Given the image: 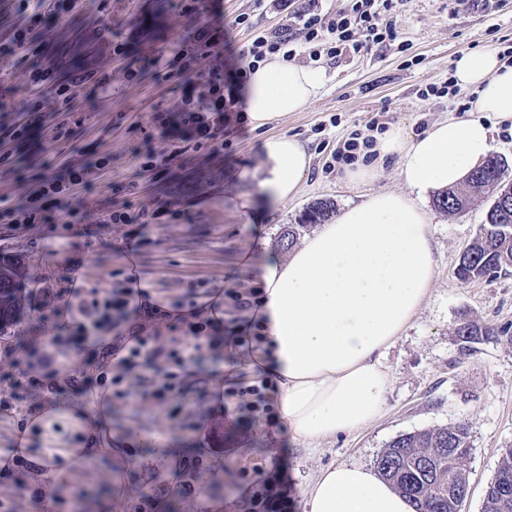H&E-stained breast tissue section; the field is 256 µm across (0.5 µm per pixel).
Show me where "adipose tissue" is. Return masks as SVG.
<instances>
[{"label": "adipose tissue", "mask_w": 512, "mask_h": 512, "mask_svg": "<svg viewBox=\"0 0 512 512\" xmlns=\"http://www.w3.org/2000/svg\"><path fill=\"white\" fill-rule=\"evenodd\" d=\"M458 85L476 92L473 113L433 123L421 135L390 128L372 160L357 159L344 179L374 181L395 159L402 190L346 205L288 254L264 248L257 264L263 290L254 318V361L273 380L293 440L308 445L350 433L382 411L391 384L386 350L416 319L438 267L432 219L422 205L433 190L456 187L493 149L492 124L512 126V64L492 49L454 62ZM324 85L321 69L275 56L249 71L239 100L253 128L301 111ZM258 166L243 179L276 208L297 197L312 157L293 136L266 138ZM111 412L78 404L46 405L27 432L32 450L19 472L0 471V502L39 488L27 512H59L81 495L86 467L112 459ZM305 512H415L371 467L339 464L319 471Z\"/></svg>", "instance_id": "obj_1"}]
</instances>
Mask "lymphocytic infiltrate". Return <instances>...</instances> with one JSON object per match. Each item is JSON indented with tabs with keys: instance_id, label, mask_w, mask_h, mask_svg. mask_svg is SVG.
Wrapping results in <instances>:
<instances>
[{
	"instance_id": "obj_1",
	"label": "lymphocytic infiltrate",
	"mask_w": 512,
	"mask_h": 512,
	"mask_svg": "<svg viewBox=\"0 0 512 512\" xmlns=\"http://www.w3.org/2000/svg\"><path fill=\"white\" fill-rule=\"evenodd\" d=\"M402 0H346L343 7L329 17L320 16L313 5L295 12L298 29H285L251 42L246 54L252 63H260L273 54L296 56L298 50L308 51L310 57L360 55L373 46L396 37L397 20L394 8ZM82 0H39L35 11L19 4L18 18L6 29L0 30V63L9 60H28L51 53L53 44L48 34L67 16L80 10ZM224 30L203 26L172 56L151 59L153 68L177 78L181 91L182 140L195 145H208L224 135V114L235 105L234 99L224 95V73L220 68L199 69L201 60L222 54ZM26 95L12 113L0 114V223L16 228L69 214L78 190L101 179L112 167V154L99 153L96 160L72 154L62 163V172L46 176L29 187L20 202H13L14 185L8 176L16 162V148L32 133L54 143L72 138L74 115L79 110L81 88L75 81L55 75L53 70L38 66L19 75ZM169 204L160 203L154 209L109 208L101 213L100 223L115 225L125 239L132 264L121 280L115 281L102 295L85 300L76 283L79 266H70L65 272L71 298L77 299L79 320L73 321L66 333L53 336L42 348H34L32 360L21 365L9 358L0 361L6 367L7 387L0 394V414L17 410L19 402L29 396L49 393L83 394L98 388L111 389L113 400L138 404L141 408L163 409L170 419L181 414V400L191 392L201 391L205 379L193 367L205 355L223 352L217 343L216 315L222 312L225 301H232L242 309L256 307L262 296L260 288L246 293L225 291L215 299L212 313H185L167 316L155 312L142 317L130 332L126 355L117 363L108 358L97 360V375L81 377L70 372L66 359L69 352L88 341L91 332L107 334L130 314L139 311L137 284L140 272L137 259L150 245L148 237L136 231L143 218L154 219L170 214ZM182 324L194 340L186 346L179 342H164L157 336L156 327L170 322Z\"/></svg>"
}]
</instances>
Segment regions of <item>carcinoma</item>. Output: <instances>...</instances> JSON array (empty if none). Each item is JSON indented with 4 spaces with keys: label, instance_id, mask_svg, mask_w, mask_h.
<instances>
[{
    "label": "carcinoma",
    "instance_id": "1",
    "mask_svg": "<svg viewBox=\"0 0 512 512\" xmlns=\"http://www.w3.org/2000/svg\"><path fill=\"white\" fill-rule=\"evenodd\" d=\"M512 200V183L505 182L501 161L491 155L466 180V190L448 189L436 199L437 208L450 214L468 208L476 198L491 205L479 233L461 253L455 277L462 285L507 276L512 273V205L503 208L498 196ZM334 215L333 205L318 202L304 218L306 224H321ZM23 275L19 263L0 257V330L13 324L21 306L18 281ZM461 351L502 338L512 343V326L481 324L470 318L455 330ZM471 444L468 426L462 422L398 436L377 459L376 469L400 494L408 498L415 512H458L468 493L467 459ZM512 486V448L505 449L497 474L483 502V512H512V497L503 496L504 485Z\"/></svg>",
    "mask_w": 512,
    "mask_h": 512
}]
</instances>
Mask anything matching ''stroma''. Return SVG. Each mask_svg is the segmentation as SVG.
I'll use <instances>...</instances> for the list:
<instances>
[{
	"label": "stroma",
	"mask_w": 512,
	"mask_h": 512,
	"mask_svg": "<svg viewBox=\"0 0 512 512\" xmlns=\"http://www.w3.org/2000/svg\"><path fill=\"white\" fill-rule=\"evenodd\" d=\"M180 0H109L98 12V0H86L81 13L59 28L51 56L40 59L43 67L80 79L85 94L84 133L68 144L55 146L33 137L17 150L18 160L10 180L24 188L37 177L59 173L64 156L78 152L85 157L108 151L112 167L79 192L81 209L97 210L98 201H151L171 203L174 217H162L146 226L151 246L140 258L147 287L166 293L169 302L184 300L190 286L205 289L256 287V271L247 255L257 229H265L269 243L280 248L288 225H300L301 236L315 227L303 222L305 211L318 201L335 207L361 202L365 195L402 184L397 165L387 161L379 179L366 186H352L343 179V168L327 164L342 140L352 132L372 135L374 128L398 127L407 136L421 134L432 122L457 111L460 98L472 97L469 89L459 98L424 96L452 75L453 62L461 54L485 49H512V0H500L491 14L469 10L453 0H407L401 6L397 37L385 46L373 47L361 56L335 60L321 57L317 65L326 77L320 93L302 111L252 130L235 113L224 115V143L195 147L177 143L163 177L145 175L133 192H126L130 174L145 160L147 136L154 132V111H162L169 131L181 121L180 93L173 82L148 70L144 79L131 83L122 73L124 63L146 67L149 59L170 54L186 42L195 28L182 14ZM302 0H216L217 19L226 26L224 73L238 83L249 68L243 49L260 36L283 30ZM108 15L109 31H102L100 15ZM248 17L245 26H234L237 17ZM125 45L127 56H112L113 44ZM112 78V90L101 96L88 70ZM288 134L297 137L312 156V165L296 199L255 224L240 207V196L249 184L239 179L245 169L258 164L263 140ZM438 250V268L431 296L417 319L387 351L384 363L393 378L384 410L368 426L308 446L291 442L283 421L266 425L261 420L213 410L206 398L189 394L179 421L164 413L137 411L131 404L112 407V436L127 439L128 417H136L146 435L167 437L179 457L204 456L205 470L193 480L194 491H176L172 468H163L164 484L153 483V468L144 465L147 447H137L119 468L107 461H91L96 472L85 496L97 512H128L142 494L155 497L156 512H208L211 500L230 505V512H245L250 499L275 492L291 512H304V493L318 472L332 464L374 466L391 440L401 434L438 426L467 423L471 448L468 457L469 493L460 512H482L485 491L494 480L501 455L512 446V344L488 340L472 354L462 353L455 329L463 316L483 322L512 324V275L467 286L455 278L462 250L477 234L487 203L448 216L426 198ZM0 252L13 255L25 270L23 293L38 288L59 292L67 288L68 267L83 265L82 295L112 285L116 272L125 268L123 241L117 229L102 224L93 236L78 233L59 237L51 225L31 224L16 230L0 228ZM59 301H52L46 316L25 308L18 321L0 332V345L23 349L30 337L58 332ZM245 312L224 306V384H253L256 375L244 363L243 348L235 342V330L246 325ZM203 424L215 427L217 440L194 432Z\"/></svg>",
	"instance_id": "obj_1"
}]
</instances>
